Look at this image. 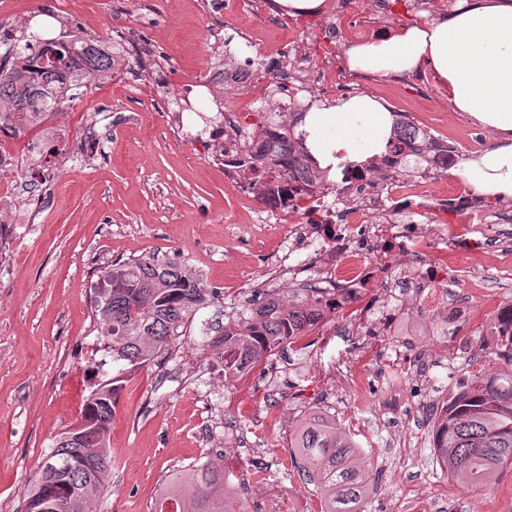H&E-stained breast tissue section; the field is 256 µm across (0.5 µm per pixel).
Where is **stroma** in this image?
Returning <instances> with one entry per match:
<instances>
[{
    "mask_svg": "<svg viewBox=\"0 0 512 512\" xmlns=\"http://www.w3.org/2000/svg\"><path fill=\"white\" fill-rule=\"evenodd\" d=\"M52 17L53 35L112 44L125 34L117 74L88 82L64 103L71 138L87 137L89 114L110 112L105 153L89 161L67 151L24 158L9 174L16 196L5 199L14 222L0 229V512H24L25 492L56 438L81 416L94 385L121 381L112 419V470L93 512H150L156 490L173 470L200 457L229 462L249 487L247 512H321L313 483L291 461L299 419L336 418L371 457L378 487L365 512H512V467L484 484L444 475L433 452L435 415L457 378L483 370L493 346L449 325L419 354L413 337L418 307L395 309L355 325L337 311L299 337L298 350L275 355L233 383L212 348L234 312L278 287L284 269L253 274L277 231L257 234V216L224 180L223 142L199 146L190 134L197 113L173 111L185 94L209 112L241 113V134L259 130L263 106L250 94L226 100L223 86L205 87L225 48L246 39L270 51L293 45L308 59L342 53L306 15L266 17L259 0H237L224 14L215 0H0V60L24 47L33 16ZM367 89L394 112H408L448 143L458 160L471 151L477 126L443 98L419 97L393 77ZM448 209L449 235L469 220L503 214L502 235L484 251L512 249V200L466 188L448 177L437 191ZM158 257L188 265L210 294L185 332L158 358L131 368L113 360L93 299L113 264Z\"/></svg>",
    "mask_w": 512,
    "mask_h": 512,
    "instance_id": "stroma-1",
    "label": "stroma"
}]
</instances>
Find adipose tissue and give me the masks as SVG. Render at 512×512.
<instances>
[{
  "label": "adipose tissue",
  "instance_id": "adipose-tissue-1",
  "mask_svg": "<svg viewBox=\"0 0 512 512\" xmlns=\"http://www.w3.org/2000/svg\"><path fill=\"white\" fill-rule=\"evenodd\" d=\"M352 70L397 75L429 67L455 112L496 135L457 174L474 191L512 198V0H459L447 16L346 47ZM394 118L384 102L357 94L314 104L302 126L321 169L339 173L387 151Z\"/></svg>",
  "mask_w": 512,
  "mask_h": 512
}]
</instances>
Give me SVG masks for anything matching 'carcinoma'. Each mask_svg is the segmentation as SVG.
Wrapping results in <instances>:
<instances>
[{
    "label": "carcinoma",
    "instance_id": "cac0c4a2",
    "mask_svg": "<svg viewBox=\"0 0 512 512\" xmlns=\"http://www.w3.org/2000/svg\"><path fill=\"white\" fill-rule=\"evenodd\" d=\"M50 44L51 64L35 67L31 50ZM117 64V52L99 40L36 38L13 54L8 68L0 66V113L55 109L76 99L87 82L110 76ZM297 124L294 113L285 115L279 134L266 136L262 150L253 155L256 167L286 180L298 158L316 165L305 147V133L295 130ZM207 294L203 279L176 262L147 257L113 265L94 298L112 360L134 367L149 364L167 350ZM314 322L315 314L304 307L286 311L275 295H267L224 324L217 340L224 347V369L255 367L284 352ZM117 398L118 387L110 381L90 393L81 420L59 435L42 461L40 477L26 493L25 512H89L110 474L97 469L96 462L111 459ZM291 448L298 468L321 491L322 512H362L359 506L376 485V474L335 419L319 412L303 416ZM433 448L448 475L463 483L488 482L512 466V374L488 378L475 373L456 380L435 420ZM232 476L223 465L175 470L152 512H244L248 487L233 482Z\"/></svg>",
    "mask_w": 512,
    "mask_h": 512
}]
</instances>
